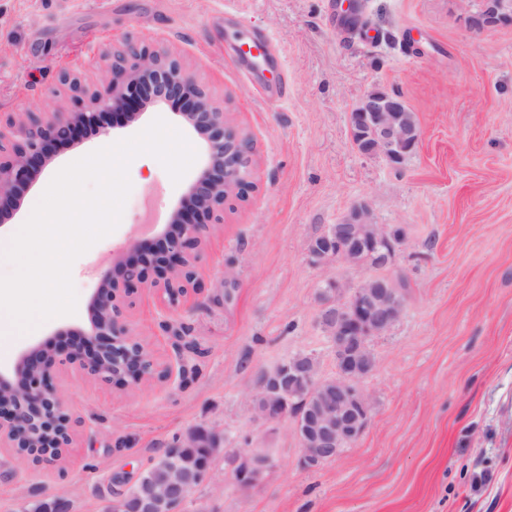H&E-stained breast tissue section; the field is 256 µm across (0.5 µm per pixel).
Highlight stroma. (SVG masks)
I'll use <instances>...</instances> for the list:
<instances>
[{
  "label": "stroma",
  "instance_id": "obj_1",
  "mask_svg": "<svg viewBox=\"0 0 512 512\" xmlns=\"http://www.w3.org/2000/svg\"><path fill=\"white\" fill-rule=\"evenodd\" d=\"M349 32L331 17L345 0H0V113L86 108L110 91L104 54L132 36L176 55L248 134L256 168L245 200H229L207 239L194 291L179 306L140 288L127 320L167 377L107 386L71 368L56 382L81 421L54 466L0 447V512L66 497L72 512H106L115 475L136 477L164 448L201 427L228 448H264L260 482L238 484L223 458L183 512H512V25L475 32L461 17L482 0H354ZM270 37L260 74L226 56L237 33ZM69 74L86 94L60 82ZM287 82L284 99L264 83ZM403 96L420 139L398 166L357 151L350 114L370 90ZM87 135L57 144L22 218L75 158L132 137ZM116 229L71 268L75 314L0 334V367L61 329L87 325V303L153 208L166 222L184 184L152 156L134 158ZM366 204L371 221L401 229L384 267L315 263L311 241ZM404 280L396 326L373 338L365 384L371 420L340 457L299 464L292 423L252 416L258 375L299 352L336 373L319 326L330 277Z\"/></svg>",
  "mask_w": 512,
  "mask_h": 512
}]
</instances>
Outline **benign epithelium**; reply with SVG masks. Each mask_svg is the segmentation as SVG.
<instances>
[{
    "mask_svg": "<svg viewBox=\"0 0 512 512\" xmlns=\"http://www.w3.org/2000/svg\"><path fill=\"white\" fill-rule=\"evenodd\" d=\"M479 18L476 29L486 31L512 24V15L496 0H488L484 9L465 16L466 26ZM111 94L91 96L88 107L71 112L58 107L51 112H10L0 120V228L20 209L18 190L32 188L43 170V158L49 143L89 130L98 136L110 131L103 126L105 114L122 115L118 127L136 123L142 113L130 108L140 99L142 88L155 83L164 95L154 101L162 106L183 99L190 108L173 116L187 124L202 140L206 160L173 208L165 225L163 248L158 249L137 238L112 266L103 269L88 304V324L76 331L78 339L62 346L42 344L22 353L13 369L0 371V447L15 448L30 463L54 466L65 449L73 444L75 426L68 402L59 391L52 370L72 367L103 384L137 385L155 375L153 357L131 352L136 338L125 316L128 298L135 288L157 290L176 307L188 295L197 275V263L208 236L224 224V205L242 200L254 188V160L249 136L230 125L224 110L216 106L208 91L168 51L150 50L127 37L106 54ZM370 126L363 154L380 156L397 166L404 153L415 149L420 130L414 113L398 94H366L350 114L351 134ZM385 249L380 264L393 253L391 234L368 219L364 204L353 208L339 227V234L326 231L318 244L310 246L311 256L320 263L340 261L349 267L363 264L354 254L355 245ZM331 292L321 299L319 323L333 341L336 375L325 379L318 375V362H292L263 373L257 390L265 392V401L253 409L254 417L265 423L293 419L299 439L300 464L316 469L336 459L342 450L364 433L370 420V396L364 380L373 364L365 358L368 341L391 331L404 313L402 291L386 277H370L353 287L339 279L328 280ZM306 381L315 396L305 413L288 409V401L276 377ZM210 441L186 435L179 447L206 449L199 467L202 478H210L214 459L229 456L230 472L235 480L250 486L257 483L271 459L255 449L224 448V434L209 431ZM169 484L152 498L139 503L142 512H177L188 501L193 487L180 478L178 465Z\"/></svg>",
    "mask_w": 512,
    "mask_h": 512,
    "instance_id": "1",
    "label": "benign epithelium"
}]
</instances>
